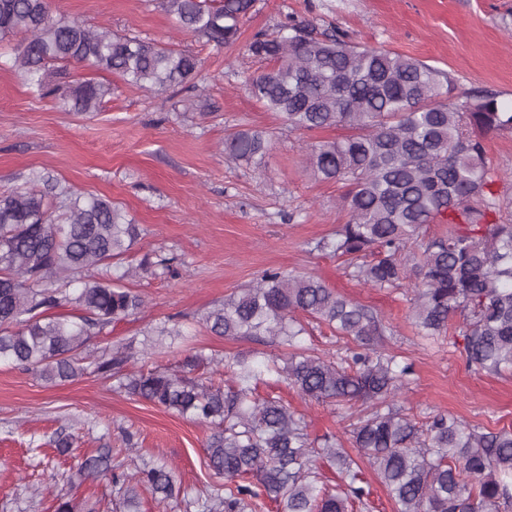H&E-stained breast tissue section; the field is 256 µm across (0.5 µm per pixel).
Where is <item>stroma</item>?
<instances>
[{
  "label": "stroma",
  "mask_w": 512,
  "mask_h": 512,
  "mask_svg": "<svg viewBox=\"0 0 512 512\" xmlns=\"http://www.w3.org/2000/svg\"><path fill=\"white\" fill-rule=\"evenodd\" d=\"M65 15L116 35L139 36L203 61L196 83L164 92L126 84L87 66L71 70L110 84L98 112H73L60 97L30 94L12 66L23 34L0 40V194L35 175L67 182L123 207L143 233L125 262L144 254L177 256V276L142 273L127 285L145 301L141 313L118 324L92 348L133 342L149 352V366L179 370L188 353L222 358L261 352L274 343L214 335L205 313L226 295L252 285L263 270L280 268L319 277L330 288L378 312L395 329L384 346L413 366L403 405L416 418L452 414L491 430L512 429V370L497 375L467 369L452 335L427 342L416 333L405 290L368 288L352 280L341 259L315 243L346 223L341 184L314 177L308 144L346 136L343 128L299 134L247 92L263 66L247 51L258 31L286 22L340 30L361 46L407 55L450 72L460 87L498 93L512 104V0H256L238 40L218 47L178 28L162 0H51ZM238 129L265 131L270 150L263 172L229 161L225 137ZM498 184L503 220H512V133L485 138ZM175 320L188 327L186 343L152 333ZM303 413L311 435L336 434L349 446V423L335 405L303 399L285 382L259 385ZM76 431L87 450L108 448L118 460H165L188 495L209 480L205 448L210 431L149 402L115 391L112 380L88 371L59 384L0 364V512H55L59 496L115 512L108 479L77 477L76 460L57 454L56 432ZM57 482L46 485L49 473Z\"/></svg>",
  "instance_id": "1"
}]
</instances>
